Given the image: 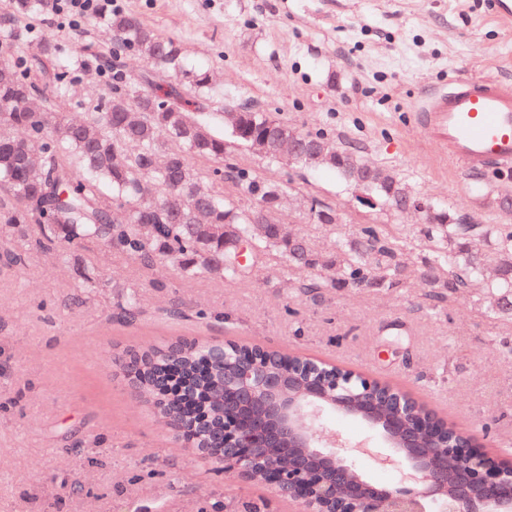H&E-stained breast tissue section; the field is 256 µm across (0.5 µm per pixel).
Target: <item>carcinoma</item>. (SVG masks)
I'll use <instances>...</instances> for the list:
<instances>
[{
    "label": "carcinoma",
    "instance_id": "1",
    "mask_svg": "<svg viewBox=\"0 0 512 512\" xmlns=\"http://www.w3.org/2000/svg\"><path fill=\"white\" fill-rule=\"evenodd\" d=\"M48 0H12L0 12V230L24 238L35 224L42 248L97 242L146 267L170 265L183 278L235 281L248 277L265 256L277 252L285 270L310 277L313 288H398L408 278L422 281L427 296L445 300L479 285L491 307L512 317V231L498 235L496 277L486 276L489 260L476 242L483 235L470 217L455 215L414 192L390 170L339 149L321 133H301L285 121L247 106L215 111L210 72L185 64L182 44L161 35L135 16L120 11L108 17L115 39L112 55L131 54L151 69L149 88L127 83L112 67L109 95L79 121L57 111L73 100L74 74L101 69L103 56L77 53L50 43L28 54L19 18L42 10ZM54 88L48 99L43 86ZM261 137L294 146L293 164L328 169L359 187L376 205L393 209L417 201L429 254L417 267L399 233L376 224L341 234L332 247L317 250L281 217L288 184L259 176L227 162L230 149L256 151ZM204 161L203 169L196 162ZM227 179L250 196L237 206L216 191ZM309 219L336 230V209L316 199L306 206ZM113 365L131 376L134 396L177 435L194 428V409L209 413L210 431L200 434L201 449L216 448L224 415L270 420L256 395L244 412L232 388V367L211 361L209 343L170 341L128 349ZM425 405L394 434L405 446L419 430Z\"/></svg>",
    "mask_w": 512,
    "mask_h": 512
}]
</instances>
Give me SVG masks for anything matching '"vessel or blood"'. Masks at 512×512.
<instances>
[{"instance_id":"obj_1","label":"vessel or blood","mask_w":512,"mask_h":512,"mask_svg":"<svg viewBox=\"0 0 512 512\" xmlns=\"http://www.w3.org/2000/svg\"><path fill=\"white\" fill-rule=\"evenodd\" d=\"M412 119L428 126L449 158L471 172L512 163V86L457 79L425 91Z\"/></svg>"}]
</instances>
